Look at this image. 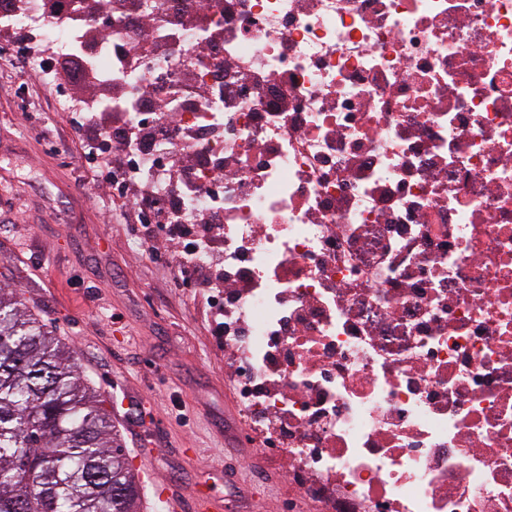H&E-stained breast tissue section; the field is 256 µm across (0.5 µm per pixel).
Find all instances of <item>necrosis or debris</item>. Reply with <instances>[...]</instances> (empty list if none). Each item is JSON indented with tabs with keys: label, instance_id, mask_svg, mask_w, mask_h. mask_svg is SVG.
<instances>
[{
	"label": "necrosis or debris",
	"instance_id": "necrosis-or-debris-1",
	"mask_svg": "<svg viewBox=\"0 0 512 512\" xmlns=\"http://www.w3.org/2000/svg\"><path fill=\"white\" fill-rule=\"evenodd\" d=\"M219 260L240 418L321 512H512V0H0ZM203 158L170 193L167 162Z\"/></svg>",
	"mask_w": 512,
	"mask_h": 512
}]
</instances>
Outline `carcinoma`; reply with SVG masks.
<instances>
[{
    "label": "carcinoma",
    "mask_w": 512,
    "mask_h": 512,
    "mask_svg": "<svg viewBox=\"0 0 512 512\" xmlns=\"http://www.w3.org/2000/svg\"><path fill=\"white\" fill-rule=\"evenodd\" d=\"M105 402L73 350L0 287V512H140Z\"/></svg>",
    "instance_id": "1"
}]
</instances>
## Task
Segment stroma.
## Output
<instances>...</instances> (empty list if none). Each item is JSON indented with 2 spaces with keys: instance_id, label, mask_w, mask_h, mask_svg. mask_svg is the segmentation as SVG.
<instances>
[{
  "instance_id": "stroma-1",
  "label": "stroma",
  "mask_w": 512,
  "mask_h": 512,
  "mask_svg": "<svg viewBox=\"0 0 512 512\" xmlns=\"http://www.w3.org/2000/svg\"><path fill=\"white\" fill-rule=\"evenodd\" d=\"M0 32V285L72 346L85 379L123 397L112 421L156 485L191 508L221 497L224 512H290L271 453L247 441L224 344L197 289L112 193L84 195L78 138L57 92L90 90L53 66L18 68ZM199 456H189V449Z\"/></svg>"
}]
</instances>
